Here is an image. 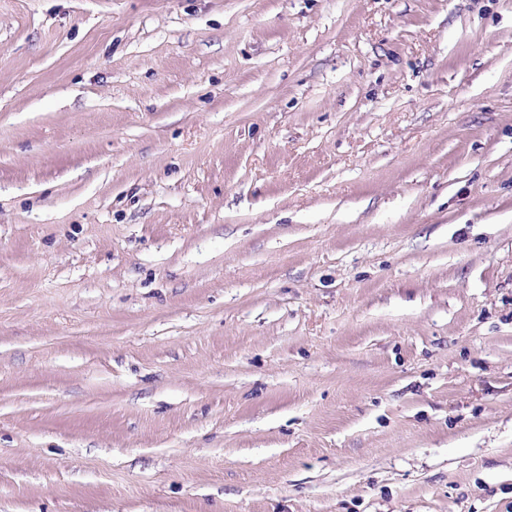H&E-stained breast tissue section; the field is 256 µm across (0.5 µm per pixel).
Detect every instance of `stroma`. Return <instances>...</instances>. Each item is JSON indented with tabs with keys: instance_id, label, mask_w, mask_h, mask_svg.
I'll return each instance as SVG.
<instances>
[{
	"instance_id": "stroma-1",
	"label": "stroma",
	"mask_w": 512,
	"mask_h": 512,
	"mask_svg": "<svg viewBox=\"0 0 512 512\" xmlns=\"http://www.w3.org/2000/svg\"><path fill=\"white\" fill-rule=\"evenodd\" d=\"M0 512H512V0H0Z\"/></svg>"
}]
</instances>
